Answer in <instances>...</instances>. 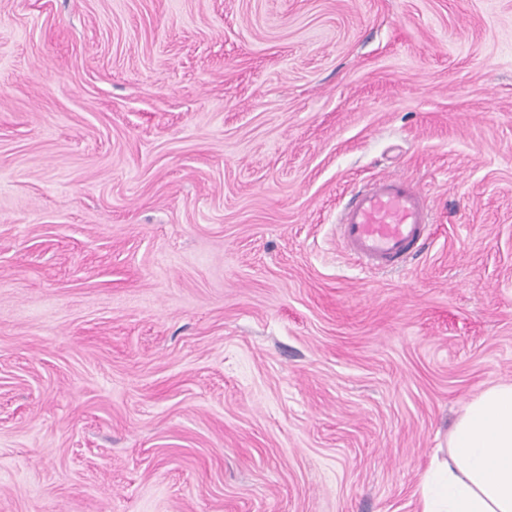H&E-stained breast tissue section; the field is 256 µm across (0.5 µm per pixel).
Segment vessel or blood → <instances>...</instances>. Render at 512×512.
I'll list each match as a JSON object with an SVG mask.
<instances>
[{
  "instance_id": "b4317fda",
  "label": "vessel or blood",
  "mask_w": 512,
  "mask_h": 512,
  "mask_svg": "<svg viewBox=\"0 0 512 512\" xmlns=\"http://www.w3.org/2000/svg\"><path fill=\"white\" fill-rule=\"evenodd\" d=\"M430 221L421 189L408 178L385 176L367 183L342 211L340 239L360 265L384 272L419 252Z\"/></svg>"
}]
</instances>
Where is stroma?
<instances>
[{
  "mask_svg": "<svg viewBox=\"0 0 512 512\" xmlns=\"http://www.w3.org/2000/svg\"><path fill=\"white\" fill-rule=\"evenodd\" d=\"M493 382L512 0H0V512H417ZM425 194L402 176L367 183L342 211L340 239L356 262L374 272L398 268L429 238Z\"/></svg>",
  "mask_w": 512,
  "mask_h": 512,
  "instance_id": "1",
  "label": "stroma"
}]
</instances>
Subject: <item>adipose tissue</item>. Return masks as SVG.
Segmentation results:
<instances>
[{"label": "adipose tissue", "mask_w": 512, "mask_h": 512, "mask_svg": "<svg viewBox=\"0 0 512 512\" xmlns=\"http://www.w3.org/2000/svg\"><path fill=\"white\" fill-rule=\"evenodd\" d=\"M421 488V512H512V383L465 404Z\"/></svg>", "instance_id": "1"}]
</instances>
